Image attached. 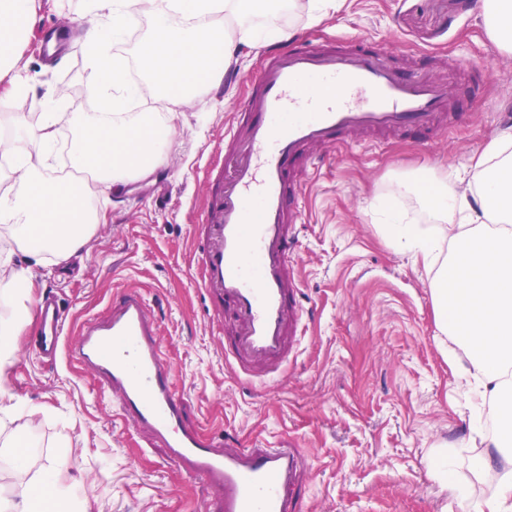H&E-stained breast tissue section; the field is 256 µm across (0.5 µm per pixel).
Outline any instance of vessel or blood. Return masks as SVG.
<instances>
[{"mask_svg": "<svg viewBox=\"0 0 512 512\" xmlns=\"http://www.w3.org/2000/svg\"><path fill=\"white\" fill-rule=\"evenodd\" d=\"M447 106L445 86L402 76L378 50L269 52L240 106L243 128L224 135L234 165L197 234L202 286L238 323L225 359L259 380L283 367L299 340L305 311L290 265L302 196L296 172L356 133L438 129ZM36 319L39 354L66 356L104 380L124 417L149 429L187 475L219 490V512H303L286 496L300 464L294 449H225L184 424L158 317L139 291L124 290L110 315L86 319L71 339L55 298L37 303Z\"/></svg>", "mask_w": 512, "mask_h": 512, "instance_id": "vessel-or-blood-1", "label": "vessel or blood"}]
</instances>
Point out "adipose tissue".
<instances>
[{
	"instance_id": "1",
	"label": "adipose tissue",
	"mask_w": 512,
	"mask_h": 512,
	"mask_svg": "<svg viewBox=\"0 0 512 512\" xmlns=\"http://www.w3.org/2000/svg\"><path fill=\"white\" fill-rule=\"evenodd\" d=\"M136 0H88L94 13L84 35L86 85L99 110L82 123L70 144L72 168L96 173L103 190L154 173L161 164L171 127L148 113L112 119L120 106L117 91L128 86L124 67L112 54L116 38L138 19ZM154 27L140 49L150 93H175L190 101L200 87L221 85L230 67L233 43L213 13L249 15L269 0H145ZM35 0H0V104L21 106L28 88L11 55L34 22ZM39 148L12 168L13 185L0 194V223L26 261L25 267L0 265V294L17 305L0 316V364L12 352V339L29 323L32 282L28 269L46 255L68 259L84 245L97 213H87L80 188L49 176L56 143V115L46 112L38 128ZM438 223L423 231L404 223L385 207L386 232L436 272L437 325L464 350L460 378L478 372L475 397L488 406L497 431L482 437L485 449L474 462L483 470L503 465L505 476L494 495L470 504L457 488L461 506L475 512H512V404L503 403L504 369L512 367V134L495 138L480 156L464 189L444 184L428 194ZM69 454L61 452L31 479L20 499L0 497V512H87L74 485L66 482Z\"/></svg>"
}]
</instances>
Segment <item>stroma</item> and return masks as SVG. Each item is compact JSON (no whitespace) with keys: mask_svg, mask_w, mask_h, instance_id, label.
Listing matches in <instances>:
<instances>
[{"mask_svg":"<svg viewBox=\"0 0 512 512\" xmlns=\"http://www.w3.org/2000/svg\"><path fill=\"white\" fill-rule=\"evenodd\" d=\"M37 17L33 36L14 49L32 100L0 106V125L31 152L36 144L24 131L51 108L63 158L79 120L97 109L85 96L84 47L74 39L50 65L35 44L63 20L86 21L85 0H37ZM232 24L237 50L223 83L189 105L154 96L155 117L172 126L162 166L121 190L92 193L106 223L72 257L32 267L33 295L59 300L72 338L85 319L108 315L119 291L140 290L159 316L187 425L237 448L295 443L305 455L298 488L306 512H461L432 468L439 449L467 436L474 412L449 359L460 348L436 325L433 272L389 238L382 209L395 205L421 229L436 225L422 202L433 183L471 179L473 157L512 127V50L491 40L482 0H345L316 23L307 10L274 7ZM277 29L339 49L351 39L379 46L398 71L449 86L452 110L427 138L368 135L321 150L303 178L293 254L308 318L282 374L253 386L224 359L237 324L197 284L195 234L207 215L210 174L229 160L224 133L238 122L268 50L244 34ZM14 346L0 372V406L43 414L30 429L21 419L0 425V444L28 437V469L0 473V496H14L66 444L67 476L89 512H208L205 486L120 414L98 378L64 358L39 361L33 328ZM482 450H460L455 467L475 502L489 498L502 475L472 472Z\"/></svg>","mask_w":512,"mask_h":512,"instance_id":"35a3bbf8","label":"stroma"}]
</instances>
